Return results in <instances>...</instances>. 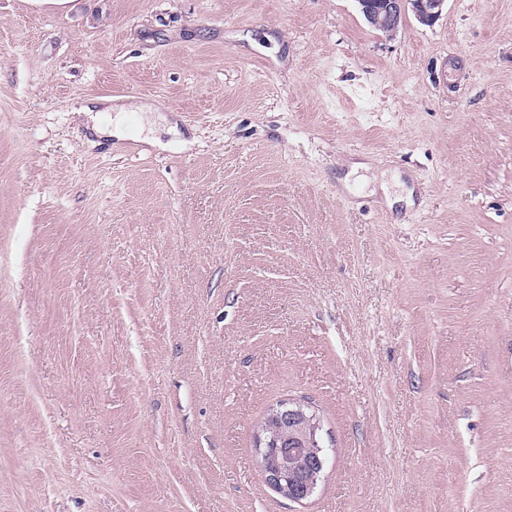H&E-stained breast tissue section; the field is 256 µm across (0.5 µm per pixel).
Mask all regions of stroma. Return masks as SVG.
<instances>
[{
  "instance_id": "stroma-1",
  "label": "stroma",
  "mask_w": 512,
  "mask_h": 512,
  "mask_svg": "<svg viewBox=\"0 0 512 512\" xmlns=\"http://www.w3.org/2000/svg\"><path fill=\"white\" fill-rule=\"evenodd\" d=\"M0 512H512V0H0ZM361 13L372 29L393 36L409 11L415 19L430 26L441 16L446 0H357ZM100 102L102 104V108L97 110L95 113L94 116H92V112H94L95 109H91L90 107H86L83 112H78L79 114H84L86 116L89 117V119L92 120V125H91V129H92V132L97 134V135H109L110 137H116L120 140H123L126 138V130H125V127L123 125H120L123 123L124 119H123V116L122 114H118L117 117H116V121H117V125L114 127H112L111 124L109 123H104L101 119V116H100V112H112L113 109H119L120 112H126L127 110V106L123 105V106H120V107H116V106H113L112 102V98H105V99H100ZM271 418L281 425L296 427L301 421H310L308 431L302 437L290 440V446L310 445L315 448H288V440L282 447H272V441L258 434L254 447L260 456L264 482L282 493L288 500L302 502L317 487L326 467L327 455L320 448L322 427L308 406L283 400L274 407Z\"/></svg>"
}]
</instances>
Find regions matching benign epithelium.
Instances as JSON below:
<instances>
[{"label":"benign epithelium","instance_id":"obj_1","mask_svg":"<svg viewBox=\"0 0 512 512\" xmlns=\"http://www.w3.org/2000/svg\"><path fill=\"white\" fill-rule=\"evenodd\" d=\"M367 24L391 36L396 33L408 14L430 26L441 16L446 0H357ZM271 418L284 426L310 422L308 431L281 447L260 435L254 447L260 456L264 482L282 493L288 500L301 502L317 487L326 467L327 455L320 447L322 427L316 415L298 402L284 400L272 409Z\"/></svg>","mask_w":512,"mask_h":512}]
</instances>
